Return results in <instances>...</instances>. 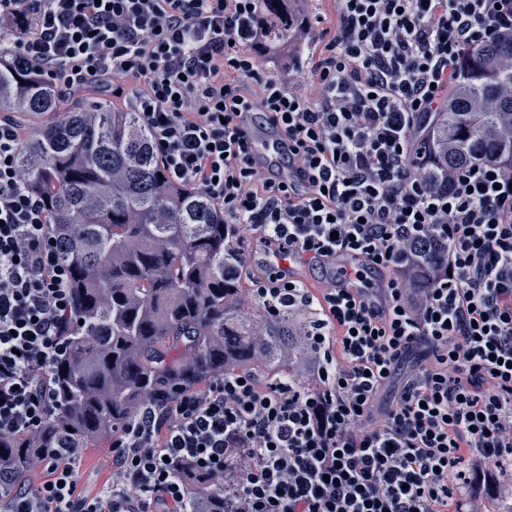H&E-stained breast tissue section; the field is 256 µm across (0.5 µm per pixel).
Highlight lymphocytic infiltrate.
I'll list each match as a JSON object with an SVG mask.
<instances>
[{
	"mask_svg": "<svg viewBox=\"0 0 512 512\" xmlns=\"http://www.w3.org/2000/svg\"><path fill=\"white\" fill-rule=\"evenodd\" d=\"M327 2L302 25L318 55L292 71L269 56L261 0H0V38L25 64L61 94L130 100L170 181L260 245L250 301L313 308L321 360L294 380L233 370L144 402L93 494L78 449H36L38 483L0 478V512H198L194 473L223 483L224 512H487V493L512 497V171L477 160L436 182L412 162L465 51L512 36V0ZM254 112L299 186L257 172ZM29 134L0 113V433L25 437L50 418L75 315L45 201L16 163ZM435 246L444 259L415 287L411 258ZM340 253L380 276L385 305L308 291L286 265Z\"/></svg>",
	"mask_w": 512,
	"mask_h": 512,
	"instance_id": "f902f5d3",
	"label": "lymphocytic infiltrate"
}]
</instances>
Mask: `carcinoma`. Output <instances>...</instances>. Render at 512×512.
I'll return each instance as SVG.
<instances>
[{
	"instance_id": "obj_1",
	"label": "carcinoma",
	"mask_w": 512,
	"mask_h": 512,
	"mask_svg": "<svg viewBox=\"0 0 512 512\" xmlns=\"http://www.w3.org/2000/svg\"><path fill=\"white\" fill-rule=\"evenodd\" d=\"M448 110L415 163L433 178L478 159L512 167V37L466 54ZM60 105L55 85L0 46V112L38 117ZM26 186L43 197L71 268L75 320L53 377L55 407L34 438L0 433V467L16 477L33 448L108 438L140 405L175 385L231 370L262 379L306 374L313 312L241 303L235 238L206 195L166 178L134 111L77 103L19 155ZM205 512H224V487L187 478Z\"/></svg>"
}]
</instances>
